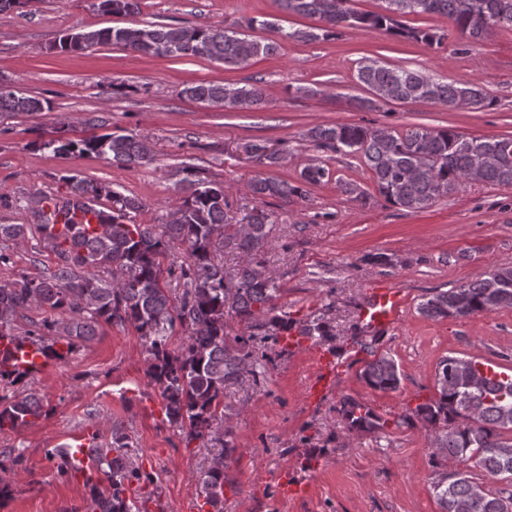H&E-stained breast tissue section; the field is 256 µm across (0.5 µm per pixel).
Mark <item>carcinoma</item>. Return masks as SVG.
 Wrapping results in <instances>:
<instances>
[{
    "instance_id": "carcinoma-1",
    "label": "carcinoma",
    "mask_w": 512,
    "mask_h": 512,
    "mask_svg": "<svg viewBox=\"0 0 512 512\" xmlns=\"http://www.w3.org/2000/svg\"><path fill=\"white\" fill-rule=\"evenodd\" d=\"M354 0H277L284 11L314 17L318 30L292 29L266 18L248 22L250 33L220 25L188 27L152 24L69 29L55 43L61 53L85 54L101 45H113L137 55L151 57H199L226 67H241L259 56L274 53L282 41L313 42L340 36L346 29L381 31L408 37L429 46L442 44L445 35L434 29L407 27L402 18L410 14L446 17L455 30L474 43L492 28L512 29V0H381L377 12H361ZM96 10L114 16L139 13V0H96ZM357 81L367 97L356 99L366 110L399 103H432L450 109L464 102L473 109L493 106L484 88L468 81L438 74L388 66L374 59L359 63ZM189 100L229 111L250 110L263 99L255 84H192L182 90ZM51 109L46 99L29 96L0 85V114H35ZM313 147L324 153L357 154L371 173L375 193L385 202L408 213L424 212L463 180L484 154L494 160L478 171V179L497 185H512V135L475 137L452 128L414 126L398 130L386 124L317 125L308 132ZM62 160L96 156L113 166L131 169L151 163L146 139L123 129L71 139L62 135L41 142ZM283 152L269 150L268 143L249 144L247 159L256 166L280 163ZM183 189L188 195L174 218L156 230L139 224L135 217L141 203L106 185L75 176L67 178L70 192L59 200L45 195L33 210L31 224H0V265L11 263L8 242L20 243L27 234L39 235L38 243L56 258L54 270L38 278L22 277L0 284V336H10L17 314L30 308L59 315L37 326L40 336H59L74 341L97 335L101 324H130L144 339L148 375L159 385L170 425L191 440L209 432L224 416V388L265 377L266 356L258 355L255 332L279 340L297 327L302 336L319 342L336 339V329L322 316L292 319L276 314L279 287L268 275L265 256L273 246L274 212L253 207L240 224L226 222L228 207L224 184L199 178L194 168L182 169ZM325 160L314 158L298 179L290 183L274 177L256 176L250 191L257 199L302 197L306 188L332 181ZM108 201L102 205L100 200ZM63 202L68 220L56 229L54 214L44 205ZM91 213L96 223L76 219ZM184 248L186 260L167 270L163 259L174 246ZM243 256V264L224 269L218 255ZM182 288L174 298L164 276ZM502 309H512V265L498 267L483 278L454 288L437 289L419 304L430 319H469ZM243 325L230 336L228 319ZM189 331L182 349L169 342L176 326ZM371 388L383 392L399 389L401 373L388 353L374 355L360 373ZM437 396L419 404L402 417V423L418 421L431 432V456L435 464L453 460L466 470L440 472L433 493L440 512H512V371H487L474 358L448 356L436 373ZM40 401L21 397L0 407V427H17L27 417L40 413ZM348 430L376 432L384 423L374 413L360 411L351 400L344 402ZM220 457L203 476L205 500L212 506L224 495V458L235 451L229 440L221 441ZM131 438L116 429L106 447L97 448L99 466L111 474L112 493H92L99 512H131L126 490L141 481V471L130 465ZM478 468L489 478L509 484L492 489L478 482L469 469Z\"/></svg>"
}]
</instances>
